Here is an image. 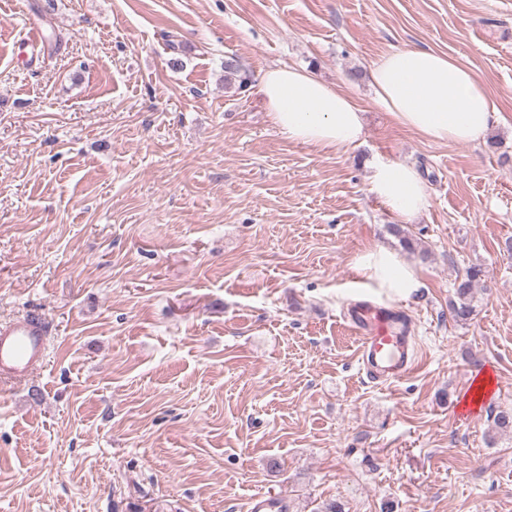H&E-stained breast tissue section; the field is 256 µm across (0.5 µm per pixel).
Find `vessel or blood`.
<instances>
[{"mask_svg":"<svg viewBox=\"0 0 512 512\" xmlns=\"http://www.w3.org/2000/svg\"><path fill=\"white\" fill-rule=\"evenodd\" d=\"M346 320L358 339V360L366 377H404L413 367L406 318L371 301L351 302ZM45 316L32 312L0 326V384L25 380L43 365L47 353Z\"/></svg>","mask_w":512,"mask_h":512,"instance_id":"1","label":"vessel or blood"}]
</instances>
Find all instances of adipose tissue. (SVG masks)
Here are the masks:
<instances>
[{
  "mask_svg": "<svg viewBox=\"0 0 512 512\" xmlns=\"http://www.w3.org/2000/svg\"><path fill=\"white\" fill-rule=\"evenodd\" d=\"M370 75L377 104L400 126L435 142L480 141L498 117L481 81L459 60L443 53L396 50L375 61ZM257 92L273 125L290 141L335 150L361 141L362 111L351 95L306 70L266 68ZM370 190L405 221L428 204L422 176L415 167L400 162H376ZM355 267L377 287L392 292L407 294L421 285L415 269L383 248L360 255Z\"/></svg>",
  "mask_w": 512,
  "mask_h": 512,
  "instance_id": "ef3b65f1",
  "label": "adipose tissue"
}]
</instances>
